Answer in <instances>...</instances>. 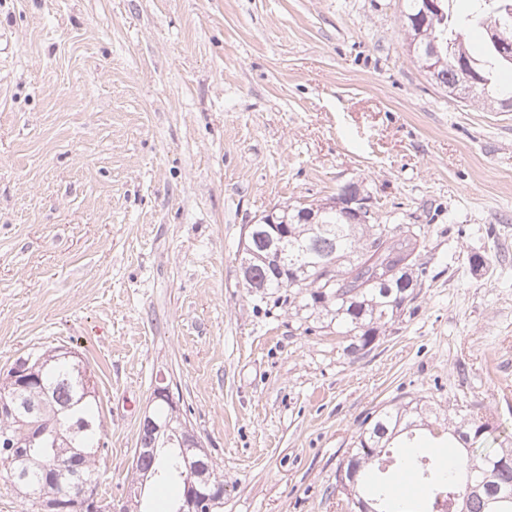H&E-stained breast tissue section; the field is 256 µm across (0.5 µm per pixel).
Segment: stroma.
<instances>
[{
  "mask_svg": "<svg viewBox=\"0 0 512 512\" xmlns=\"http://www.w3.org/2000/svg\"><path fill=\"white\" fill-rule=\"evenodd\" d=\"M402 0H0V375L46 346L95 375L124 498L160 378L221 512H347L368 416L423 399L512 436V111L407 54ZM363 183L425 224L417 296L349 352L239 271L245 224Z\"/></svg>",
  "mask_w": 512,
  "mask_h": 512,
  "instance_id": "obj_1",
  "label": "stroma"
}]
</instances>
